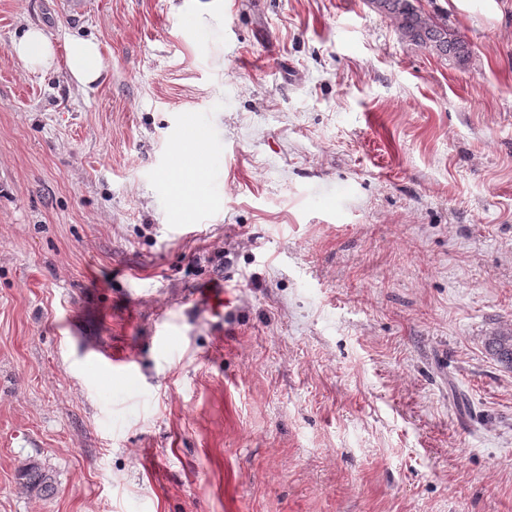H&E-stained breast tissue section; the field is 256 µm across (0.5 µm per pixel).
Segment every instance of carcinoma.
Returning a JSON list of instances; mask_svg holds the SVG:
<instances>
[{"label": "carcinoma", "mask_w": 512, "mask_h": 512, "mask_svg": "<svg viewBox=\"0 0 512 512\" xmlns=\"http://www.w3.org/2000/svg\"><path fill=\"white\" fill-rule=\"evenodd\" d=\"M376 7L398 21L399 28L415 44L448 55L459 57L467 52L464 40L448 29V25L427 16L417 0H372ZM489 352L508 369L512 368V334L506 333L492 337L487 344ZM20 479L29 493L43 495L54 489L53 475L33 464L23 468Z\"/></svg>", "instance_id": "cac0c4a2"}]
</instances>
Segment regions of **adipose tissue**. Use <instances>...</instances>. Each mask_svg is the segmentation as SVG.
<instances>
[{
    "mask_svg": "<svg viewBox=\"0 0 512 512\" xmlns=\"http://www.w3.org/2000/svg\"><path fill=\"white\" fill-rule=\"evenodd\" d=\"M13 52L34 71L46 72L53 69L57 59H64L67 69L76 83L85 89L91 88L102 76L104 59L99 44L92 39L71 37L64 42V56H57L56 49L43 30L35 25L29 26L16 40ZM182 151L190 160L186 174L187 186L179 187L176 192L177 203H190L192 208L213 206L214 198L204 188L205 171L209 164L198 145L183 144Z\"/></svg>",
    "mask_w": 512,
    "mask_h": 512,
    "instance_id": "ef3b65f1",
    "label": "adipose tissue"
}]
</instances>
